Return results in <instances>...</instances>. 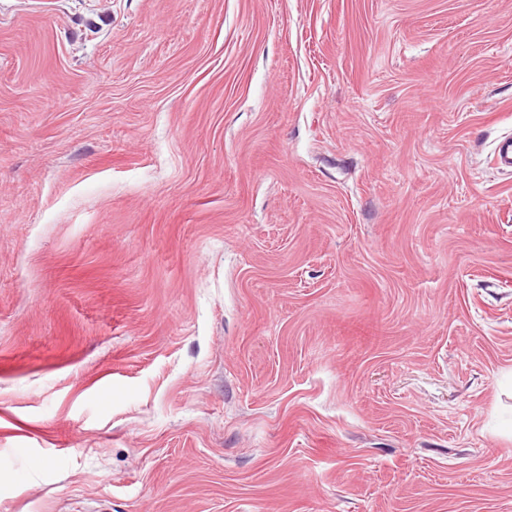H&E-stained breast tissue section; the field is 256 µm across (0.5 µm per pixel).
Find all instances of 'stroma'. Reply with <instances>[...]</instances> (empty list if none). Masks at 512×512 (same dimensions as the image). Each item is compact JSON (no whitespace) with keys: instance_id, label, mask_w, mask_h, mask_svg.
<instances>
[{"instance_id":"35a3bbf8","label":"stroma","mask_w":512,"mask_h":512,"mask_svg":"<svg viewBox=\"0 0 512 512\" xmlns=\"http://www.w3.org/2000/svg\"><path fill=\"white\" fill-rule=\"evenodd\" d=\"M512 0H0V512H512Z\"/></svg>"}]
</instances>
